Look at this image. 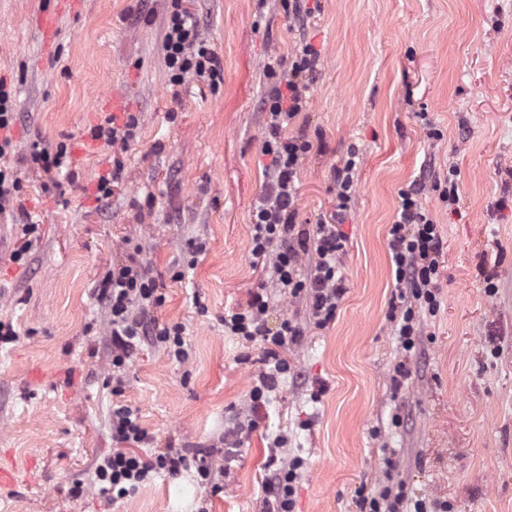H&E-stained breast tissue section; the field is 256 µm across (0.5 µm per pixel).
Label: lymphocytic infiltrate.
Here are the masks:
<instances>
[{
    "mask_svg": "<svg viewBox=\"0 0 512 512\" xmlns=\"http://www.w3.org/2000/svg\"><path fill=\"white\" fill-rule=\"evenodd\" d=\"M165 62L172 84H181L192 74L211 87L224 82V68L217 54L200 40L195 22L181 7V0H171V11L164 36ZM320 54L311 45H302L294 58L279 64H267V72L278 75V83L265 101L267 114L263 130L262 154L268 187L253 207L252 235L249 252L255 262L269 263L270 287L252 291L245 307L225 313L224 331L248 343H261L265 364L273 372L262 373L250 391V401L260 405L265 389L272 387L275 376L287 372L282 356L290 343L302 336V327L291 319H282L277 328H269L267 316L274 307L275 296L296 299L307 297L314 327L323 328L336 317L338 303L344 295V278L340 272L342 237L337 221L347 210L358 169L355 158H348L334 172L336 210L320 218L311 238L295 236L294 219L298 188L296 180L313 145L302 136L287 135L290 122L302 111L307 99V79L317 71ZM17 119L14 104L0 83V215L14 213L21 192L17 170L5 165L16 146L9 134ZM66 147L49 149L32 144L21 161L44 177L45 192L59 190L58 173L63 166ZM419 189L401 192L398 218L389 230L387 246L396 267V303L389 319L393 322L404 352L417 346L420 313L436 315L439 300V256L442 237L437 224L422 208ZM126 257L114 264L100 284L112 330V391L121 393L124 373L136 351L145 344L164 345L169 357L179 363L189 357L184 330L178 324L160 323L156 311L163 306L165 295L151 267L142 259V247L133 240L125 242ZM312 254L311 264H304L305 254ZM112 439L117 447L104 456L95 468V482L101 494L121 499L135 493L153 475L180 474L195 468L200 480L209 481L213 464L208 457L188 455L182 450H168L150 455L142 448L151 436L142 427L136 409L127 405L112 410ZM301 461L275 471L264 485L268 512H293L294 483ZM360 512H449V504L438 501L409 500L404 489L384 487L360 495Z\"/></svg>",
    "mask_w": 512,
    "mask_h": 512,
    "instance_id": "obj_1",
    "label": "lymphocytic infiltrate"
}]
</instances>
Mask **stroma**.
Masks as SVG:
<instances>
[{
    "instance_id": "1",
    "label": "stroma",
    "mask_w": 512,
    "mask_h": 512,
    "mask_svg": "<svg viewBox=\"0 0 512 512\" xmlns=\"http://www.w3.org/2000/svg\"><path fill=\"white\" fill-rule=\"evenodd\" d=\"M49 0H0V79L16 96L18 154L67 146L62 193L22 168L20 199L35 224L0 219V512H266L268 475L302 459L294 512H359L358 489L387 480L452 512H512V0H182L224 82L171 85L163 40L170 0H64L54 41L39 32ZM312 44L321 62L288 134L313 144L295 224L336 209L334 170L360 166L342 235L346 291L326 328L307 299H276L270 328L304 329L290 369L253 408L263 348L224 333L265 275L249 253L262 167L269 59ZM139 119L126 148L97 144L102 96ZM123 168L97 201L100 176ZM456 169L458 200L435 179ZM438 224L441 308L421 315L404 355L389 320L396 293L387 247L399 194L417 184ZM162 279L157 316L185 329L189 358L164 347L133 358L112 392V335L97 289L125 239ZM28 245L26 264L10 254ZM494 293H487V283ZM405 364L411 378L394 391ZM138 410L147 452L211 453L214 479L159 474L119 501L99 494L113 448L112 407ZM398 464L393 476L383 460Z\"/></svg>"
}]
</instances>
